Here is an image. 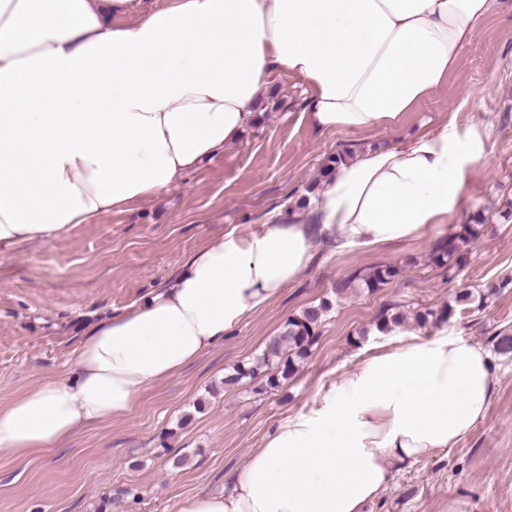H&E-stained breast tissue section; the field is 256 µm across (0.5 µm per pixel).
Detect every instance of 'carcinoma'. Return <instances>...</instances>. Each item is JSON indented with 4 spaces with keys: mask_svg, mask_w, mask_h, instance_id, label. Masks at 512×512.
I'll return each instance as SVG.
<instances>
[{
    "mask_svg": "<svg viewBox=\"0 0 512 512\" xmlns=\"http://www.w3.org/2000/svg\"><path fill=\"white\" fill-rule=\"evenodd\" d=\"M480 236V225L463 224L460 230L439 239L432 244L431 259L438 265H447L454 261H464L463 248L476 241ZM398 275L395 267H376L368 271H360L336 286V296L355 286L369 292L376 291L389 284ZM500 288L492 285L486 289H462L456 293L454 302L447 303L439 310H427L415 315L417 324L426 327L429 324L449 322L456 315L457 308L478 303L483 305L486 300L498 294ZM332 304L323 299L311 304L288 317L280 333L271 338L262 354L250 363H238L224 376V386L234 388L244 379L264 380L261 389L274 390L281 381L292 377L300 364L307 359L318 336L319 328L330 311ZM406 316L395 311V306L388 305L378 316V330L391 331L405 324ZM495 352L501 356L512 357V326H506L494 332L490 338Z\"/></svg>",
    "mask_w": 512,
    "mask_h": 512,
    "instance_id": "obj_1",
    "label": "carcinoma"
}]
</instances>
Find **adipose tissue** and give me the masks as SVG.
<instances>
[{"label": "adipose tissue", "instance_id": "obj_1", "mask_svg": "<svg viewBox=\"0 0 512 512\" xmlns=\"http://www.w3.org/2000/svg\"><path fill=\"white\" fill-rule=\"evenodd\" d=\"M494 0H0V250L181 182L258 123L275 76L307 89L318 132L389 131L448 82ZM486 127L449 120L369 148L303 210L210 240L162 287L90 327L66 375L0 404V452L25 457L126 416L288 288L325 235L370 249L460 209ZM496 392L490 350L437 330L321 385L233 473L179 512H365L396 471L455 447Z\"/></svg>", "mask_w": 512, "mask_h": 512}]
</instances>
